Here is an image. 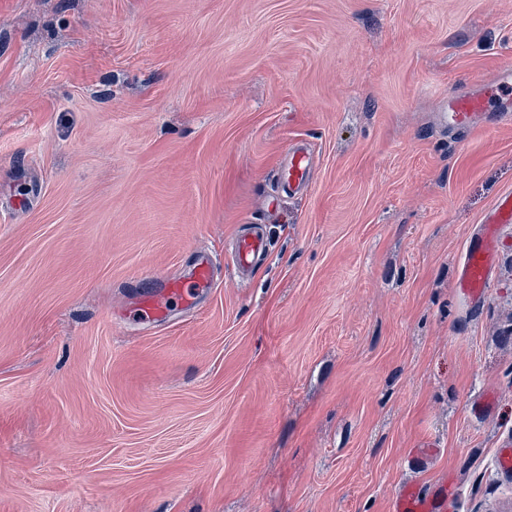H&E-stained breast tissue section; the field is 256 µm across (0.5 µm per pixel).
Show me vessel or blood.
Wrapping results in <instances>:
<instances>
[{
	"mask_svg": "<svg viewBox=\"0 0 512 512\" xmlns=\"http://www.w3.org/2000/svg\"><path fill=\"white\" fill-rule=\"evenodd\" d=\"M436 124L453 134H465L494 124L512 125V65L503 66L491 85L476 84L467 92L448 96L435 114ZM312 160L306 148H296L287 169L280 171V181L299 186L308 184ZM512 224V192L503 193L484 216L476 233L467 242L465 255L457 268L456 292L471 312H478L485 298L487 286L496 269L500 250L499 229ZM266 250V239L261 228L239 238L234 252V269L238 275H247ZM211 280V266L200 262L185 277L163 281L152 295L139 303L148 319L165 318L171 303L192 306L197 289L207 287ZM455 490L448 480H441L425 489L406 485L393 502L392 512H453Z\"/></svg>",
	"mask_w": 512,
	"mask_h": 512,
	"instance_id": "vessel-or-blood-1",
	"label": "vessel or blood"
}]
</instances>
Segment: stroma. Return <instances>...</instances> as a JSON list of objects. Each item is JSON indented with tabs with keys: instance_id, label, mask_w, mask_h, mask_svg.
Listing matches in <instances>:
<instances>
[{
	"instance_id": "1",
	"label": "stroma",
	"mask_w": 512,
	"mask_h": 512,
	"mask_svg": "<svg viewBox=\"0 0 512 512\" xmlns=\"http://www.w3.org/2000/svg\"><path fill=\"white\" fill-rule=\"evenodd\" d=\"M509 61L512 0H0V512H391L443 477L512 512V224L478 315L454 288L512 126L434 122ZM312 173V160L306 148L298 147L292 151L288 168L280 171L278 180L290 185H306ZM266 239L260 227L239 238L234 252V270L240 276H246L255 260L266 251ZM210 280L211 266L207 261H202L196 264L185 277L162 281L154 294L139 302V310L148 319H164L168 315L173 300L182 307H191L194 304L196 290L189 288V284H193L196 288H205Z\"/></svg>"
}]
</instances>
